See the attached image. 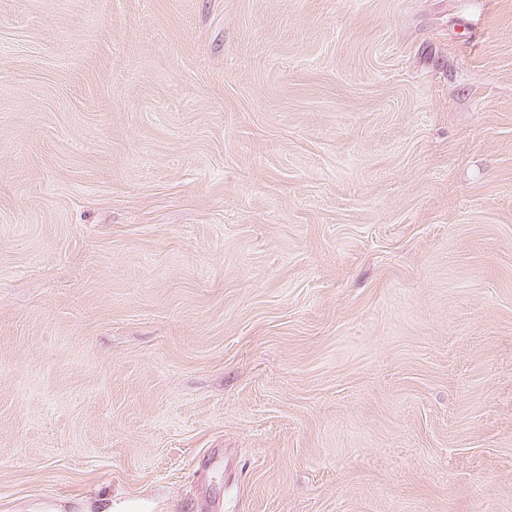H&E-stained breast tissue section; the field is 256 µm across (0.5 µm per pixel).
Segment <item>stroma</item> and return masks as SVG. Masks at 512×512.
<instances>
[{
  "label": "stroma",
  "mask_w": 512,
  "mask_h": 512,
  "mask_svg": "<svg viewBox=\"0 0 512 512\" xmlns=\"http://www.w3.org/2000/svg\"><path fill=\"white\" fill-rule=\"evenodd\" d=\"M512 512V0H0V512Z\"/></svg>",
  "instance_id": "obj_1"
}]
</instances>
